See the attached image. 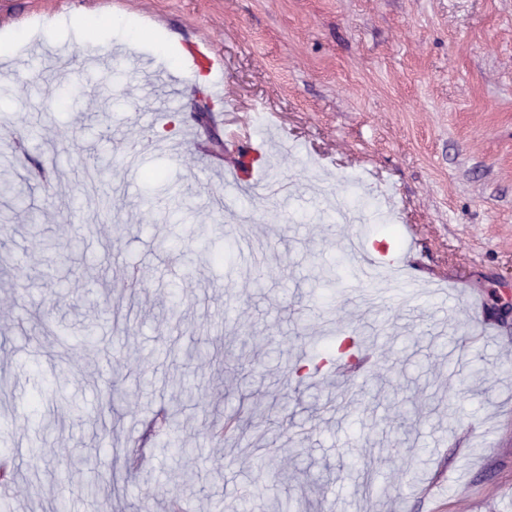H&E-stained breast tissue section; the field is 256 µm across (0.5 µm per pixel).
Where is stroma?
<instances>
[{"instance_id": "1", "label": "stroma", "mask_w": 512, "mask_h": 512, "mask_svg": "<svg viewBox=\"0 0 512 512\" xmlns=\"http://www.w3.org/2000/svg\"><path fill=\"white\" fill-rule=\"evenodd\" d=\"M18 31L0 173L32 210L0 196V512H129L144 494L152 512L173 495L190 512H512V0H0V37ZM190 41L224 58L205 118ZM147 62L181 95L147 88ZM261 104L275 126L248 128ZM245 128L263 155L238 186ZM354 195L392 211L364 223L370 241L411 237L397 262L446 281L453 307L379 279L323 288V265L354 262L338 221ZM381 319L393 339L369 372L292 375L324 337ZM191 345L220 363L183 366ZM111 378L125 397L109 412ZM181 381L199 401L129 470ZM234 414L223 439L200 434ZM89 482L111 498L77 494Z\"/></svg>"}]
</instances>
